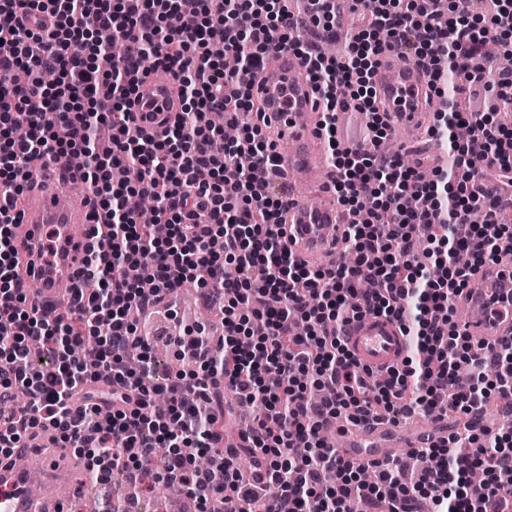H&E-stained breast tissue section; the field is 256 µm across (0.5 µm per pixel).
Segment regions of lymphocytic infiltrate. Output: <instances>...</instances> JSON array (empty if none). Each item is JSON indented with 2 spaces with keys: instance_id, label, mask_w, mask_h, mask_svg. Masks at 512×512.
I'll use <instances>...</instances> for the list:
<instances>
[{
  "instance_id": "lymphocytic-infiltrate-1",
  "label": "lymphocytic infiltrate",
  "mask_w": 512,
  "mask_h": 512,
  "mask_svg": "<svg viewBox=\"0 0 512 512\" xmlns=\"http://www.w3.org/2000/svg\"><path fill=\"white\" fill-rule=\"evenodd\" d=\"M352 2L357 29L345 54L328 58L288 32L280 0H0V391L27 398L0 413V455L48 424L94 482L128 473L146 490L186 488L201 512H258L239 449L224 446L230 392L262 405L241 449L263 458L279 512H512V433L475 422L488 391L512 390V343L474 341L454 319L472 278L512 256V228L482 192L492 178L512 192V127L491 111L436 113L434 135L465 125L472 136L425 181L380 152L391 117L372 82L381 55L401 47L429 65L433 92L452 75L511 109L512 70L497 60L512 46V0H479L444 28L447 0ZM102 29L123 54L99 40ZM218 41L237 69L211 53ZM285 48L309 64L333 191L353 217L342 233L351 265L340 257L309 269L288 246L283 197L270 187L276 144L256 78L269 51ZM146 54L183 104L159 137L141 134L129 112ZM346 104L369 115L372 150L342 147L336 114ZM212 112L225 124L252 115L220 153ZM77 154L88 160L79 178L95 214L80 275L99 287L75 289L63 315L29 302L14 228L29 164ZM136 196L153 198L152 210L136 209ZM476 209L485 223L458 235ZM364 278L376 291L351 304ZM187 284L220 313L223 333L182 326L172 350L182 368L160 382L152 342L128 313L152 315ZM364 313L396 320L409 341L404 368H388L381 384L346 342ZM450 412L469 420L465 434L414 450L408 476L388 461L363 481V466L323 438L325 423L340 419ZM203 454L213 459L206 469Z\"/></svg>"
}]
</instances>
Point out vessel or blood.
I'll return each mask as SVG.
<instances>
[{
  "label": "vessel or blood",
  "mask_w": 512,
  "mask_h": 512,
  "mask_svg": "<svg viewBox=\"0 0 512 512\" xmlns=\"http://www.w3.org/2000/svg\"><path fill=\"white\" fill-rule=\"evenodd\" d=\"M261 93L269 101L271 127L288 139L292 148L280 154L279 169L288 183V203L283 212L289 246L298 256H333L349 218L335 202L331 185L322 178L317 154L322 144L319 111L308 80L306 61L293 53L275 50L262 72ZM429 77L425 69L406 60L400 50L386 51L375 72L379 98L396 116L398 127L422 130L434 109L425 96ZM180 110L175 85L147 77L133 97V118L143 133L157 136ZM71 171L63 164L49 165L41 183L26 188L22 222L15 230L21 249V269H33L38 290L34 304L52 308L71 302L60 283L76 285V263L65 252L91 221L92 206L70 192L64 179ZM470 333L499 342L512 338V266L500 275L486 277L481 288L463 301ZM348 347L362 366L382 370L396 364L406 351V338L398 322L374 314L354 319L346 330ZM425 435L399 437L386 420L348 426L337 455L350 462L387 460L401 449L424 444ZM70 493L68 475L59 468L0 466V512H42V504L63 503Z\"/></svg>",
  "instance_id": "vessel-or-blood-1"
}]
</instances>
